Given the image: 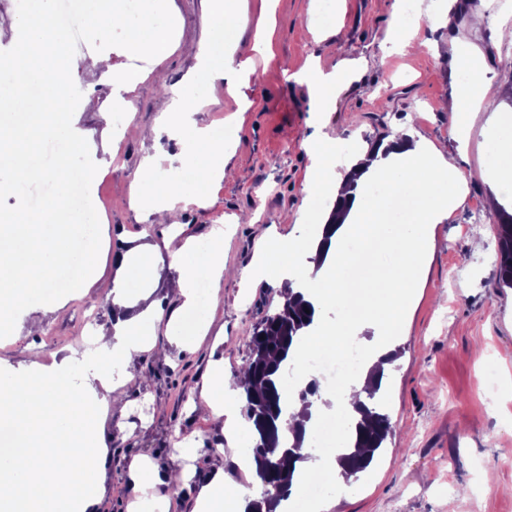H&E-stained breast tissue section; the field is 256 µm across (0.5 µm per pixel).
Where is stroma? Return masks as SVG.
Returning <instances> with one entry per match:
<instances>
[{
  "label": "stroma",
  "mask_w": 512,
  "mask_h": 512,
  "mask_svg": "<svg viewBox=\"0 0 512 512\" xmlns=\"http://www.w3.org/2000/svg\"><path fill=\"white\" fill-rule=\"evenodd\" d=\"M395 2L333 0L331 21L314 24L310 18L322 0H277L274 56L238 78L247 107L224 146V162L237 176L213 183L207 199L187 205L174 225L156 223L134 205L142 191L136 175L145 156L171 158L183 149L178 140L154 130L168 89L195 71V47L212 37L204 24L207 0H168L180 45L161 66L118 47L106 49L117 70L144 74L134 92L116 97L112 75L78 70L82 96L95 102L93 108H77L73 123L98 167L103 272L62 309L42 315L41 335L0 339V361L49 366L64 349L81 355L89 323L111 324L112 258L129 248L131 238L159 245L177 231L202 243L220 227L227 270L217 299L201 314L223 327V342L209 335L201 348L183 350L161 327L151 337L150 351L115 369L112 381L121 404L105 424L109 455L99 477L102 512H132L129 466L141 456L151 459L154 488L174 503L173 512H193L216 459L224 461L226 484L252 480L238 455L210 452L224 430L193 401L215 361H223L228 377L244 366L253 327L281 304L279 287L251 277L261 245L288 239L296 246L298 267L313 262L305 244L318 232L324 213L311 208V144L326 136L365 144L400 131L461 152L460 167L470 174L467 197L448 221L431 226L418 286L402 313L401 330L390 337L399 355L375 402L390 415L392 432L369 469L333 484L325 501L330 512H512V495L502 491L512 485V288L497 284L494 227L486 218L498 201L477 175L495 165L487 142L494 121L490 113H476L467 147L459 149L449 135L452 115L444 102L459 88L461 67L441 51L451 36L467 32L474 10H481L483 80L503 100L502 115L510 120L503 133L512 136V95L503 89L512 74V38L502 34L503 19L512 17V0H417L422 13L449 9L451 23L420 27L401 47L390 41ZM333 29L339 38H318V31ZM314 57L327 70L342 58L361 63L330 109L319 115L307 85L295 78ZM117 103L128 130L118 140L112 137ZM491 372L498 376L493 395L483 385ZM186 437L195 439L199 451L176 495L168 475Z\"/></svg>",
  "instance_id": "stroma-1"
}]
</instances>
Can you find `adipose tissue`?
I'll return each mask as SVG.
<instances>
[{"label":"adipose tissue","mask_w":512,"mask_h":512,"mask_svg":"<svg viewBox=\"0 0 512 512\" xmlns=\"http://www.w3.org/2000/svg\"><path fill=\"white\" fill-rule=\"evenodd\" d=\"M477 36L469 33L453 37L448 49L471 73V84L454 94L448 104L453 116L451 135L459 146L467 144L469 119L475 112H496V92L482 79L481 60L475 49ZM237 47L224 52L223 61L213 59L208 42L196 46L198 68L181 85L171 88L169 104L158 120L160 131L175 135L185 149L178 160L182 167L192 168L195 178L185 184L164 174L154 157H146L138 174L147 184L148 192L137 196L135 203L146 213L175 215L182 204L204 199L213 182L224 177V147L212 142L206 127L198 125L196 113L212 103L205 88L223 83L224 93L238 99L236 83L229 81L231 72H245L251 60H238ZM356 64L345 61L326 71L317 63H307L299 73L316 103L317 111H326L337 90L351 81ZM390 153L363 147L354 161L360 175L355 183L345 176L336 180L326 177L340 140L324 138L311 151L312 172L310 190L345 200L347 215L331 238L330 247L320 269L313 274L291 271L293 246L281 241L276 248H263L254 278L275 284L287 275L306 281L317 310L327 305L341 304L348 284L347 275L359 268L356 244L365 243L368 236L380 234L378 215L383 195L371 196V184H381L385 193L408 186L423 199L413 230L395 242L397 257L380 265L379 286L387 288L386 299L375 306L371 314L381 319L387 330L398 331L402 308L410 291L415 288L421 261L426 249L430 225L447 221L463 204V186L467 180L454 158L437 148L423 149L405 141L403 135L392 136ZM448 185L447 195L433 191L435 183ZM168 255L176 263V274L170 285L182 298L183 308L195 305L191 287L193 281L204 278L220 283L224 276V232L215 230L206 254H199L192 240L171 235L164 241ZM157 249L137 244L118 257L113 278V322L99 330L83 356L87 370L84 383H76V369L71 357L60 358L51 367L30 363L22 369L0 366V419L16 422L22 433L18 451L6 467L0 468V504L4 512H97L100 488L97 474L104 468L108 450L99 431L104 428L112 407V372L119 360L145 350L147 340L158 325L172 331V341L178 347H189L185 337L175 334L174 322H163L149 288L159 279ZM142 284L143 292L136 299L126 295L132 283ZM239 393L224 375L223 362H216L209 380L201 387L197 407L221 422L227 436L239 429ZM256 487L224 485L223 469H216L212 479L202 486L196 512H224V502L255 496Z\"/></svg>","instance_id":"1"}]
</instances>
